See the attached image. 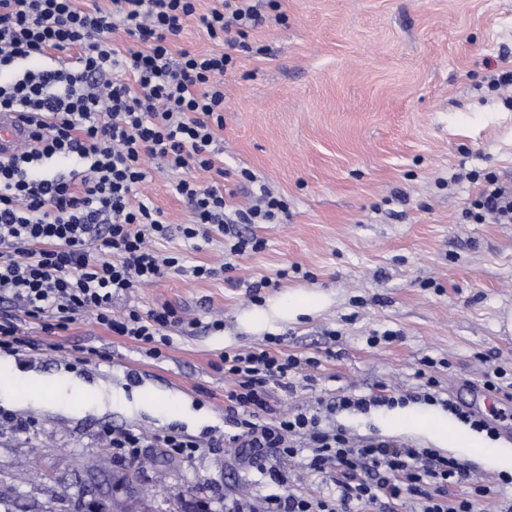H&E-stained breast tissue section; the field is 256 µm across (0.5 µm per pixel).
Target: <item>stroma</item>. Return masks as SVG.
<instances>
[{
	"instance_id": "obj_1",
	"label": "stroma",
	"mask_w": 512,
	"mask_h": 512,
	"mask_svg": "<svg viewBox=\"0 0 512 512\" xmlns=\"http://www.w3.org/2000/svg\"><path fill=\"white\" fill-rule=\"evenodd\" d=\"M286 22L267 19L253 39L266 55H241L224 80V181L234 201L251 187L250 169L284 197L276 224H242L264 239L261 251L233 257L225 271L224 238L156 240L180 255L182 270L132 289L112 309L170 305L185 319L169 332L159 358L114 335L90 313L54 336L40 322L25 331L36 349L0 352V512H77L84 487L101 483L119 512H180L185 499L212 512H258L266 497L329 495L332 476L299 459L272 454L279 482L257 473L235 448H222L224 392L215 364L225 351L279 342L282 351L315 356V382L273 389L276 409L315 410L345 392L384 384L413 391L423 357L442 394L497 418V440L512 450V402L483 403L482 372L512 369V335L498 329L512 308V224H485L466 213L486 173L512 184V107L491 81L512 69V0H281ZM145 185L164 218L188 223L191 208L173 186L199 170L172 171L147 162ZM196 265L215 268L192 277ZM268 278L258 299L245 285ZM316 296V309L294 316L289 296ZM222 319L223 330L211 323ZM394 338L369 346L373 334ZM102 358L78 362L80 349ZM356 438L434 448L467 461L482 484L495 486L505 467L474 457L406 425L394 409L324 414ZM147 439L138 454L112 449L106 430ZM202 441L191 457L170 454L160 436ZM108 463L106 477L86 463ZM134 469L140 487L120 484Z\"/></svg>"
}]
</instances>
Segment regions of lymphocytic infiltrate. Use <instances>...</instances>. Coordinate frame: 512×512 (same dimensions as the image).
<instances>
[{"instance_id":"1","label":"lymphocytic infiltrate","mask_w":512,"mask_h":512,"mask_svg":"<svg viewBox=\"0 0 512 512\" xmlns=\"http://www.w3.org/2000/svg\"><path fill=\"white\" fill-rule=\"evenodd\" d=\"M112 0L111 11L79 8L76 0H0V111L22 113L32 140L0 160V351L19 353L35 342L21 329L28 318L45 332L68 330L78 316L94 313L117 335L144 344L160 356L169 329L182 317L171 306L148 312L130 308L113 316L115 299L155 283L178 268L179 259L158 252L153 242L170 226L142 192L146 158L171 170L197 169L223 175L217 129L224 126V78L241 53H258L251 32L272 10L286 22L280 0ZM198 18L209 40L223 52L172 54L186 21ZM123 31L136 49L111 41ZM473 204L479 222L512 224V185L496 176ZM174 189L190 205L185 239L221 232L224 251H258L263 240L233 232L236 224H273L288 209L284 199L258 186L248 203L232 205L218 183L179 180ZM231 386L224 393L230 430L224 445L248 452L265 470L268 452L305 455L310 471H331V500L302 493L269 495L262 512H402L419 501L422 512H473L488 497L470 465L433 448L381 439H357L343 427L322 426L318 414L283 413L269 402L278 387L312 380L315 356L271 348L221 355ZM412 397L386 386L368 394H343L339 413L392 408L414 400L441 406L472 430L497 438L498 424L442 398L422 360ZM452 487L465 495L449 497Z\"/></svg>"}]
</instances>
